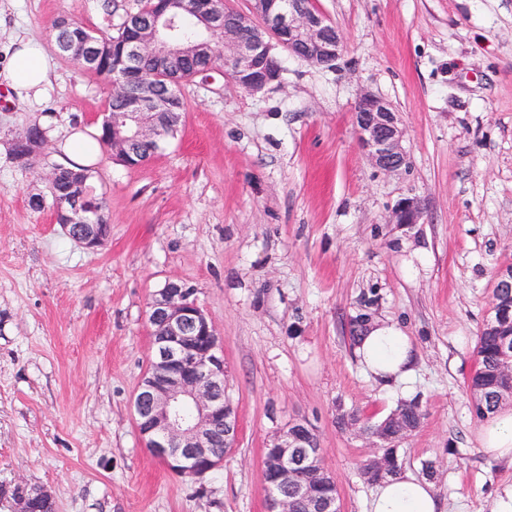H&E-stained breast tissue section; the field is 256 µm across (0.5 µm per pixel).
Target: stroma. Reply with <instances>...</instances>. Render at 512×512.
Instances as JSON below:
<instances>
[{"instance_id": "obj_1", "label": "stroma", "mask_w": 512, "mask_h": 512, "mask_svg": "<svg viewBox=\"0 0 512 512\" xmlns=\"http://www.w3.org/2000/svg\"><path fill=\"white\" fill-rule=\"evenodd\" d=\"M314 5L345 37L334 68L287 55L280 83L252 95L217 66L183 88L182 128L146 165L100 150L111 233L92 252L28 206L60 143L98 127L112 96L59 54L52 24L113 31L137 0H0V63L34 39L52 78L39 105L0 103V488H46L57 512H265L264 448L304 420L342 512H368L369 442L337 414L376 420L401 403L353 352L348 322L370 299L417 348L409 396L424 418L404 470L435 461L446 512H489L512 491V463L479 450L467 392L494 276L512 266V0ZM365 91L400 112L407 172L370 165L353 124ZM33 125L48 146L23 169L12 145ZM407 195L423 206L409 229L389 221ZM172 280L216 327L239 416L234 448L200 480L144 448L133 416L147 306Z\"/></svg>"}]
</instances>
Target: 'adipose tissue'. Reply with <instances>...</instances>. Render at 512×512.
Here are the masks:
<instances>
[{"instance_id":"1","label":"adipose tissue","mask_w":512,"mask_h":512,"mask_svg":"<svg viewBox=\"0 0 512 512\" xmlns=\"http://www.w3.org/2000/svg\"><path fill=\"white\" fill-rule=\"evenodd\" d=\"M49 84L50 66L42 50L32 41H17L8 61L0 67V86L36 105ZM354 353L365 373L382 390L396 396L407 394L417 352L401 325L372 320L367 334L356 341ZM481 433L483 453L512 461V408L491 415L482 424ZM369 512H444V505L431 482L403 472L379 484Z\"/></svg>"}]
</instances>
